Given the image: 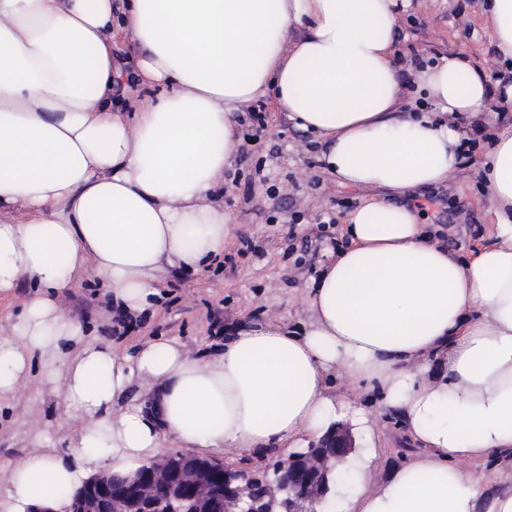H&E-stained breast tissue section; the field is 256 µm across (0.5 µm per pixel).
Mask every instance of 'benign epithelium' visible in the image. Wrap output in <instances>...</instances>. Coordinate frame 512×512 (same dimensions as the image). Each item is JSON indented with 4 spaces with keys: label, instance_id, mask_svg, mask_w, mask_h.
Segmentation results:
<instances>
[{
    "label": "benign epithelium",
    "instance_id": "benign-epithelium-1",
    "mask_svg": "<svg viewBox=\"0 0 512 512\" xmlns=\"http://www.w3.org/2000/svg\"><path fill=\"white\" fill-rule=\"evenodd\" d=\"M356 450L351 426L338 422L306 451L278 456L270 465L278 474L273 479L191 451L164 454L119 482L91 475L64 512H214L218 479L224 512H324L336 464Z\"/></svg>",
    "mask_w": 512,
    "mask_h": 512
}]
</instances>
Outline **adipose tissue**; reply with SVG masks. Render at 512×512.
Listing matches in <instances>:
<instances>
[{
  "mask_svg": "<svg viewBox=\"0 0 512 512\" xmlns=\"http://www.w3.org/2000/svg\"><path fill=\"white\" fill-rule=\"evenodd\" d=\"M398 0H0V294L34 292L0 336V404L42 364L77 425H58L10 470L0 512L61 507L58 486L129 476L166 439L306 451L352 424L355 490L340 512H512V487L468 463H512V124L479 175L492 241L458 258L393 190L435 186L457 164L460 116L482 120L488 80L465 54L414 72L439 115L403 111L394 65ZM500 60L512 61V0H483ZM121 31L155 98L118 111ZM274 95L324 145L323 170L366 189L343 219L346 247L322 265L303 320H245L194 354L155 337L131 350L85 337L61 310L83 273L122 314L145 311L168 267L200 268L232 233L224 170L240 145L236 110ZM350 384L337 388V374ZM375 392L418 451L382 483Z\"/></svg>",
  "mask_w": 512,
  "mask_h": 512,
  "instance_id": "adipose-tissue-1",
  "label": "adipose tissue"
}]
</instances>
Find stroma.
I'll return each mask as SVG.
<instances>
[{
	"instance_id": "1",
	"label": "stroma",
	"mask_w": 512,
	"mask_h": 512,
	"mask_svg": "<svg viewBox=\"0 0 512 512\" xmlns=\"http://www.w3.org/2000/svg\"><path fill=\"white\" fill-rule=\"evenodd\" d=\"M396 66L408 84L414 56L440 58L464 53L487 64L493 58L492 35L483 24L477 0H410L397 31ZM496 83L494 69L486 71ZM266 130L247 141L224 173V209L234 219L223 256L195 271L166 269L153 305L126 318L112 304L103 282L87 272L79 287L62 298L64 312L79 322L90 338L122 349L152 336L175 338L196 354L221 345L229 330L246 319L266 321L303 318L305 291L318 277L328 251L346 245L340 219L359 205L365 192L331 180L321 169L322 148L304 136L274 99L263 101ZM484 157L476 149L460 159L447 183L416 188L399 195L415 205L422 223L441 228L449 248L467 255L489 244L485 211L488 198L479 178ZM329 212L333 224L320 226L318 214ZM316 241L313 255L301 256L302 239ZM42 369L10 408L0 410V463L16 462L34 449L28 434L32 421L57 422L65 406L50 391L40 390ZM362 402L378 422L383 445L375 467L384 479L412 451L397 417L370 396Z\"/></svg>"
}]
</instances>
